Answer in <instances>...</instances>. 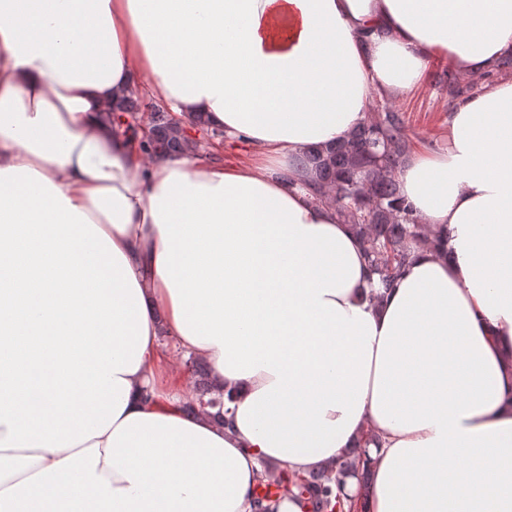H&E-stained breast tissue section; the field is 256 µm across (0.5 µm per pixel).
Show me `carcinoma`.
<instances>
[{"instance_id": "1", "label": "carcinoma", "mask_w": 512, "mask_h": 512, "mask_svg": "<svg viewBox=\"0 0 512 512\" xmlns=\"http://www.w3.org/2000/svg\"><path fill=\"white\" fill-rule=\"evenodd\" d=\"M434 81L451 101L469 96L475 88L473 81L449 67L436 72ZM108 120L130 132L147 123L149 134L143 148L149 154L175 155L198 147L199 142L188 134L190 128L223 138V133L200 120L188 128L180 126L156 106L146 116L139 100L132 97L110 113ZM408 151L403 113L376 96L365 122L347 140L299 159V164L310 166L314 173L308 184L314 199L336 207L364 240L370 271L384 289L393 286L415 246L432 243L431 231L412 217L399 195L396 173ZM183 364L192 395L185 410L204 413L209 408L214 417H224V391L213 386L205 361L192 355ZM354 466V461L345 458L335 463L333 474L319 470L298 475L281 470L264 475L255 487L252 512H278L280 503L288 499L300 503L304 512H343L341 492L346 479L353 476Z\"/></svg>"}]
</instances>
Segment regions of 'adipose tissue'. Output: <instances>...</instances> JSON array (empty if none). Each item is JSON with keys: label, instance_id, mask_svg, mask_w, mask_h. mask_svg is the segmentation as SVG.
<instances>
[{"label": "adipose tissue", "instance_id": "ef3b65f1", "mask_svg": "<svg viewBox=\"0 0 512 512\" xmlns=\"http://www.w3.org/2000/svg\"><path fill=\"white\" fill-rule=\"evenodd\" d=\"M509 54L512 0H0V512H251L361 447L367 512H512ZM440 58L488 82L398 170L439 244L383 292L289 162ZM129 95L252 160L148 155ZM185 372L189 378L188 389L192 399L183 406L188 413H211L218 419L224 417V390L215 388L205 361L197 356L183 360ZM215 412H206V409Z\"/></svg>", "mask_w": 512, "mask_h": 512}]
</instances>
